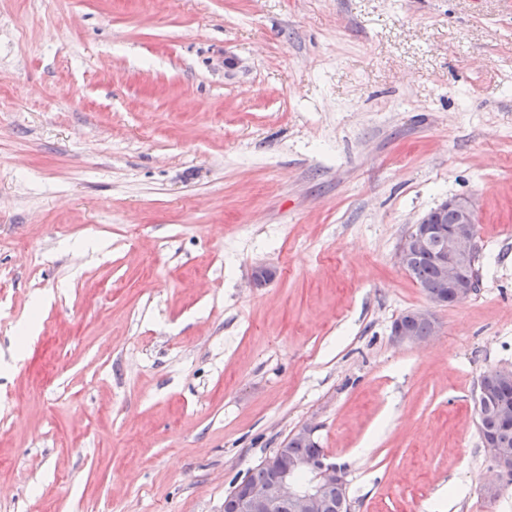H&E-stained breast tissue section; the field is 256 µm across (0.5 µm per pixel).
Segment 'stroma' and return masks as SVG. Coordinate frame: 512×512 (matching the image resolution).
Instances as JSON below:
<instances>
[{
    "mask_svg": "<svg viewBox=\"0 0 512 512\" xmlns=\"http://www.w3.org/2000/svg\"><path fill=\"white\" fill-rule=\"evenodd\" d=\"M456 195L434 308L396 252ZM504 369L512 0H0V512H224L305 424L352 512H512ZM479 204L472 195L454 196L442 201L436 208L422 217L412 230L401 240L396 260L398 264L424 288L426 293H434L430 301L435 306L458 305L469 299L476 287L471 280L464 279L467 264L477 254L476 224ZM445 224L443 217H448ZM438 237L448 238V252L435 253L431 242ZM420 256H431L437 266L440 282L434 264ZM414 264V266H413ZM413 266V271H412ZM405 315H408L409 318L419 321L414 322L412 324V328L414 331L408 327H406L401 319L397 318L392 324V336L399 342H410V343H418L424 340L425 338L421 336H427L430 333V336L435 332V324L433 321V313L430 309H415L405 312ZM432 322L433 325L429 322ZM432 326V329H431ZM431 331V332H430ZM496 374L484 375L480 379V383L492 387L497 391V402H485L490 398L489 392L482 384H478L476 389V401L485 402L477 409V422L480 423L481 431L497 436L498 441L503 446L499 448L495 441L484 438V447L491 457L497 480L488 482L484 487V493L493 495L501 491L500 481L504 477H510L512 474V426L500 419L499 404L505 403L509 407L512 406V385H501Z\"/></svg>",
    "mask_w": 512,
    "mask_h": 512,
    "instance_id": "1",
    "label": "stroma"
}]
</instances>
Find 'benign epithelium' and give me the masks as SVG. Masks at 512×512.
<instances>
[{
  "label": "benign epithelium",
  "instance_id": "1",
  "mask_svg": "<svg viewBox=\"0 0 512 512\" xmlns=\"http://www.w3.org/2000/svg\"><path fill=\"white\" fill-rule=\"evenodd\" d=\"M478 208V199L472 195L448 198L422 217L398 246L396 260L409 274L415 258H433L440 280L448 285V291L430 296L435 306L461 304L476 292L473 282L464 278V270L477 254ZM450 212L455 219L447 224L443 218ZM438 237L448 239V251L431 250V242ZM392 336L399 342L423 340L399 318L392 324ZM484 447L497 476V480L485 485L484 493L493 495L501 491L500 480L512 475V451L487 439ZM262 464L272 471V476L260 484L247 480L236 483L234 512H351L344 471L326 455L295 456L284 445Z\"/></svg>",
  "mask_w": 512,
  "mask_h": 512
}]
</instances>
